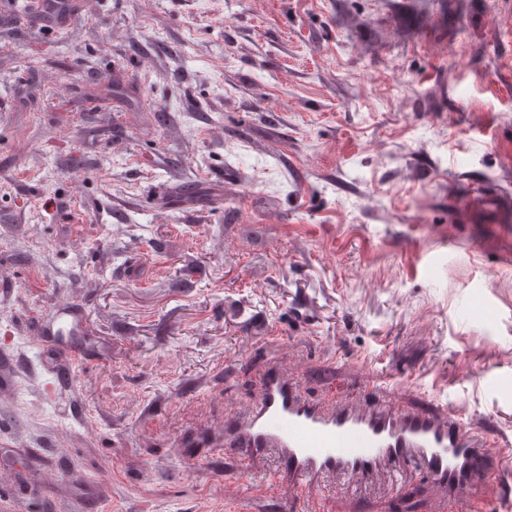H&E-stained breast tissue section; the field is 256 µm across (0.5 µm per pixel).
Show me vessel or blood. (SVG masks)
Instances as JSON below:
<instances>
[{
	"label": "vessel or blood",
	"instance_id": "1",
	"mask_svg": "<svg viewBox=\"0 0 512 512\" xmlns=\"http://www.w3.org/2000/svg\"><path fill=\"white\" fill-rule=\"evenodd\" d=\"M394 389L381 401L315 400L305 393L296 366L273 363L262 375L260 398L225 419L224 445L236 451L248 476L255 460L272 458L261 484H289L300 498L329 478L356 486L383 472L397 478L417 469L438 491L431 512L450 505L461 512L488 480L487 463L500 441L478 437L457 412L408 406V382Z\"/></svg>",
	"mask_w": 512,
	"mask_h": 512
}]
</instances>
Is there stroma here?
Here are the masks:
<instances>
[{"label":"stroma","mask_w":512,"mask_h":512,"mask_svg":"<svg viewBox=\"0 0 512 512\" xmlns=\"http://www.w3.org/2000/svg\"><path fill=\"white\" fill-rule=\"evenodd\" d=\"M33 2L0 0V512H427L415 472L244 478L219 425L273 361L512 440V0Z\"/></svg>","instance_id":"obj_1"}]
</instances>
